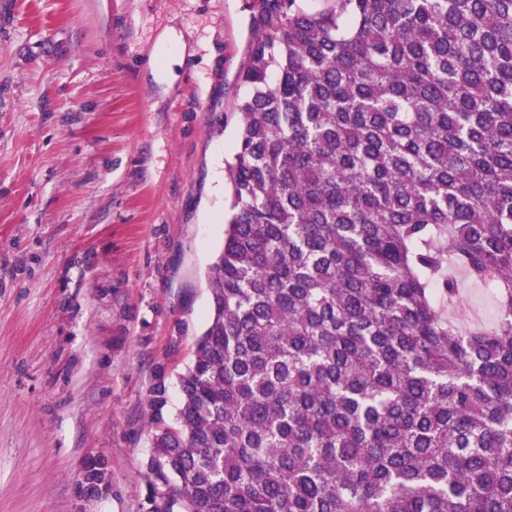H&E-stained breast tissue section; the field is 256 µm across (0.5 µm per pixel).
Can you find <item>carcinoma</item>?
Returning <instances> with one entry per match:
<instances>
[{
	"label": "carcinoma",
	"instance_id": "obj_1",
	"mask_svg": "<svg viewBox=\"0 0 512 512\" xmlns=\"http://www.w3.org/2000/svg\"><path fill=\"white\" fill-rule=\"evenodd\" d=\"M320 2L259 0L150 483L164 512H512V0ZM464 293L468 297L465 305L472 311L473 318L482 325H491L494 321V309L484 295L483 291L477 288L464 287Z\"/></svg>",
	"mask_w": 512,
	"mask_h": 512
}]
</instances>
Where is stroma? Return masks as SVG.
Instances as JSON below:
<instances>
[{
	"mask_svg": "<svg viewBox=\"0 0 512 512\" xmlns=\"http://www.w3.org/2000/svg\"><path fill=\"white\" fill-rule=\"evenodd\" d=\"M257 0H0V512H150ZM103 462L105 482L84 473ZM166 386L163 381H159L153 388L152 396L147 402L145 412L150 416L156 425H164V407L166 406Z\"/></svg>",
	"mask_w": 512,
	"mask_h": 512,
	"instance_id": "35a3bbf8",
	"label": "stroma"
}]
</instances>
